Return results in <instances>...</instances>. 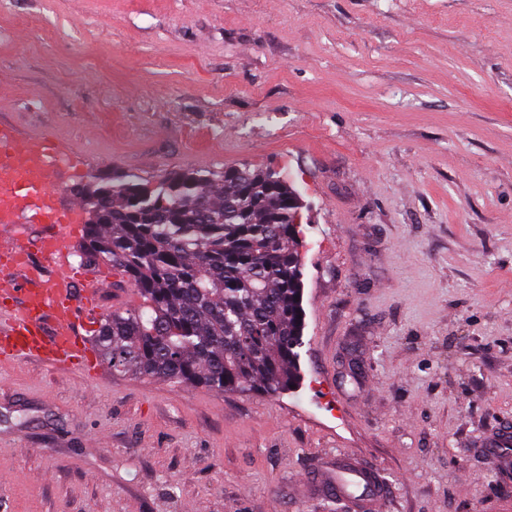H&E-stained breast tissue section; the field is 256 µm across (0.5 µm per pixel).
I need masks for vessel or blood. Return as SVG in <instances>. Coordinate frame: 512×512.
Returning <instances> with one entry per match:
<instances>
[{
	"mask_svg": "<svg viewBox=\"0 0 512 512\" xmlns=\"http://www.w3.org/2000/svg\"><path fill=\"white\" fill-rule=\"evenodd\" d=\"M80 160L45 134L0 122V365L31 359L56 371H98L91 331L102 313L100 290L92 285L77 297L64 244L79 232L83 209L55 190L62 171L76 170ZM46 213L58 218L50 232L34 241L20 232L21 217L38 224ZM328 482L340 497H379L375 476L349 461L337 463Z\"/></svg>",
	"mask_w": 512,
	"mask_h": 512,
	"instance_id": "1",
	"label": "vessel or blood"
}]
</instances>
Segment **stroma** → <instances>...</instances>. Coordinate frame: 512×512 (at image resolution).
<instances>
[{
    "label": "stroma",
    "mask_w": 512,
    "mask_h": 512,
    "mask_svg": "<svg viewBox=\"0 0 512 512\" xmlns=\"http://www.w3.org/2000/svg\"><path fill=\"white\" fill-rule=\"evenodd\" d=\"M63 201L271 168L304 200L303 379L276 397L0 368V512H512V0H0V121ZM328 482L339 497H350L353 492L360 493L358 497L369 502L379 497L375 476L349 461L337 463L329 473Z\"/></svg>",
    "instance_id": "35a3bbf8"
}]
</instances>
